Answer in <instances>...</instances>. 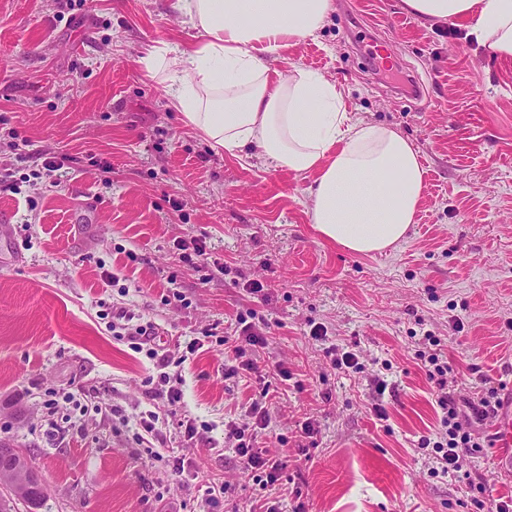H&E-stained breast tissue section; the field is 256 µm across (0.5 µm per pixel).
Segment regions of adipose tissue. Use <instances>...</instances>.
Wrapping results in <instances>:
<instances>
[{
  "label": "adipose tissue",
  "instance_id": "adipose-tissue-1",
  "mask_svg": "<svg viewBox=\"0 0 512 512\" xmlns=\"http://www.w3.org/2000/svg\"><path fill=\"white\" fill-rule=\"evenodd\" d=\"M402 2L431 24L465 25L492 55L512 58V0ZM173 7L200 40L152 47L140 63L184 123L214 148H251L312 176L308 215L325 240L362 255L402 242L424 190L410 141L355 118L342 90L320 74L271 66L323 26L333 0H175Z\"/></svg>",
  "mask_w": 512,
  "mask_h": 512
}]
</instances>
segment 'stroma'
Listing matches in <instances>:
<instances>
[{"instance_id":"obj_1","label":"stroma","mask_w":512,"mask_h":512,"mask_svg":"<svg viewBox=\"0 0 512 512\" xmlns=\"http://www.w3.org/2000/svg\"><path fill=\"white\" fill-rule=\"evenodd\" d=\"M198 38L172 0H71L63 13L56 0H0V121L72 159L52 185L0 152V441L38 470L39 512H224L207 493L224 483L248 512L262 493L224 451V419L279 364L292 378L272 380L278 428L260 442L287 462L281 497L301 490L306 512H473L466 487L432 475L414 446L441 416L415 335L441 337L459 381L512 385V60L402 0H334L321 29L282 50L274 68L320 73L355 117L419 152L424 199L406 239L361 255L314 230L310 177L213 148L141 69L158 43ZM187 234L213 265L180 262ZM104 269L117 286L103 288ZM120 312L169 348L202 339L175 369L193 440L148 394L154 360L113 336ZM251 313L271 325L259 371L225 379L224 332ZM318 325L327 342L312 338ZM328 342L362 372L334 370ZM148 411L158 434L144 444ZM176 457L194 480L175 478Z\"/></svg>"}]
</instances>
